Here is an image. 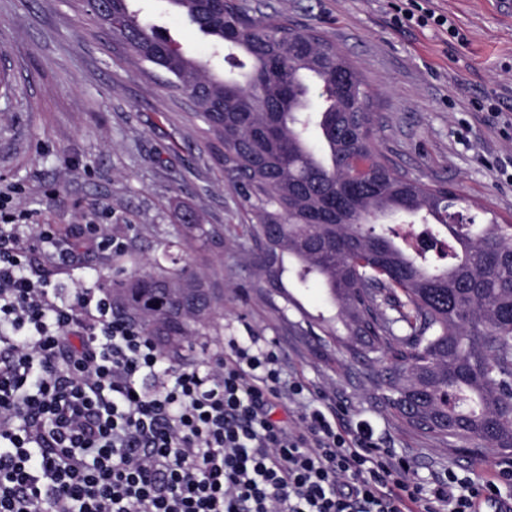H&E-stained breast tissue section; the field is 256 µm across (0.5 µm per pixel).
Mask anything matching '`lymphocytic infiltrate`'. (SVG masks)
<instances>
[{"label": "lymphocytic infiltrate", "mask_w": 512, "mask_h": 512, "mask_svg": "<svg viewBox=\"0 0 512 512\" xmlns=\"http://www.w3.org/2000/svg\"><path fill=\"white\" fill-rule=\"evenodd\" d=\"M394 23L466 39L419 0ZM81 248L120 255L128 242L92 220L67 236L17 223L0 197V512H475L512 482L511 469L481 485L452 472L426 494L405 461L370 452L367 430L319 407L274 419L304 387L257 344L228 338L203 371L164 366L104 285L62 296L39 275Z\"/></svg>", "instance_id": "lymphocytic-infiltrate-1"}]
</instances>
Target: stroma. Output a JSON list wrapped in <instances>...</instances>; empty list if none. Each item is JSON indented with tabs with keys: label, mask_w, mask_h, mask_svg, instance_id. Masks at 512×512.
<instances>
[{
	"label": "stroma",
	"mask_w": 512,
	"mask_h": 512,
	"mask_svg": "<svg viewBox=\"0 0 512 512\" xmlns=\"http://www.w3.org/2000/svg\"><path fill=\"white\" fill-rule=\"evenodd\" d=\"M252 15L287 14L317 29L358 67L369 85L375 126L395 166L424 183L444 182L470 203L512 216V0H430L467 36L434 27L395 26L402 0H246ZM140 17L190 57L205 59L207 37L187 28L166 0H140ZM166 74L132 56L110 29L73 0H0V186L15 206L60 231L94 219L126 237L125 254L86 251L72 268L49 269L59 287L117 268L133 272L175 240L182 209L204 224L238 223L241 198L210 157L194 103L165 86ZM496 103L498 113L488 112ZM195 271L223 293V309L193 352L171 365L197 368L223 355L224 339L259 338L279 355L285 379L302 382L300 402L332 403L340 420L373 429L382 451L406 458L424 487L447 470L480 484L503 468L493 452L449 455L410 430L383 399L380 362L353 359L333 341L306 335L294 313L275 312L240 285L256 265L242 239L199 249Z\"/></svg>",
	"instance_id": "obj_1"
}]
</instances>
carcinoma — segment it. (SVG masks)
<instances>
[{"mask_svg":"<svg viewBox=\"0 0 512 512\" xmlns=\"http://www.w3.org/2000/svg\"><path fill=\"white\" fill-rule=\"evenodd\" d=\"M134 2L89 6L195 101L213 158L247 206L241 233L258 259L251 287L351 356L362 349L388 362L387 404L448 453L511 452L512 222L487 208L472 215L447 184L397 170L380 148L363 78L320 31L301 32L278 13L254 17L243 0H166L224 54L230 69L221 78L141 23ZM313 87L317 112L309 110ZM397 216L430 227L434 254L406 245L397 224L385 222ZM223 238L187 210L172 267L147 261L113 283L162 353L192 345L210 326L221 296L189 267L195 243ZM311 282L334 315L307 312L288 291ZM177 288L196 294L177 301Z\"/></svg>","mask_w":512,"mask_h":512,"instance_id":"obj_1","label":"carcinoma"}]
</instances>
